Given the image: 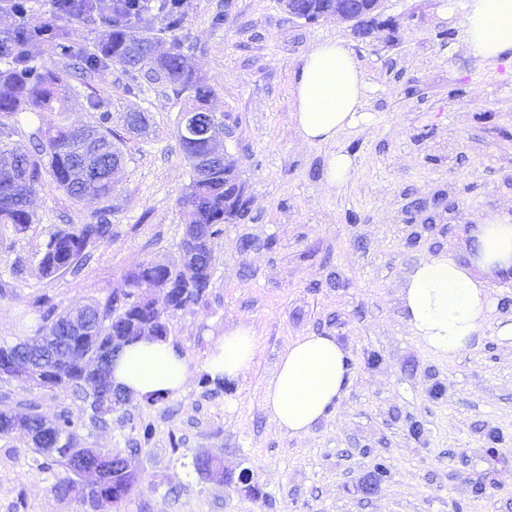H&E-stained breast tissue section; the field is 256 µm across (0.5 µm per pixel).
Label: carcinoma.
Returning a JSON list of instances; mask_svg holds the SVG:
<instances>
[{
	"label": "carcinoma",
	"instance_id": "obj_1",
	"mask_svg": "<svg viewBox=\"0 0 512 512\" xmlns=\"http://www.w3.org/2000/svg\"><path fill=\"white\" fill-rule=\"evenodd\" d=\"M55 12L60 17L90 22L101 29L95 49L80 51L74 32L51 22L21 27L9 38L0 40V59H5L9 65L0 70L1 136L8 138L15 132L6 120L15 119L23 112L41 118L46 112L60 115L69 111L67 78L75 75L86 78L111 63L130 73L143 70L151 80L170 89L175 97H185L186 113L214 111L211 105L214 90L193 70L184 52V42L175 36L184 23L180 0H163L159 18L151 15L150 0H112L107 13L99 9L96 0H60ZM157 29L172 33V41L170 51L155 61L151 49L153 32ZM34 41L47 44L61 58L79 59V73L67 68L39 69L30 65L27 46ZM108 120L109 115L103 113L94 125L75 126L61 120L50 122L31 134V148L25 151L12 147L7 141L0 142V153H9L14 160V165L0 168L1 224L13 225L18 233L28 229L33 221V198L47 176L68 198L82 201L91 197L101 204L89 222L72 231H60L49 239L38 262V270L44 277L67 270L78 272L87 261V247L112 236V206L109 204L112 165L124 160V152L114 142ZM177 141L193 170L192 180L179 203L186 209L188 223L205 225L208 237L212 239L223 231L224 212L231 213L234 219L242 215L245 203L224 195V169L203 176L198 174L195 160L206 153L203 143L181 137ZM213 264L212 252L206 251L189 276L183 265L172 266L164 272L149 263L136 267L125 275L135 288L157 284L165 278L179 283L187 276L190 277V287L185 291L175 289V295L165 302L159 313L143 311L135 303L118 309L110 297L103 303L85 304L83 308L93 313L94 322L74 334L63 328L71 310L59 313L54 304L43 303V319L47 321L43 337L58 336L73 352L72 361L60 368L62 380H50L43 386L73 389L88 403L90 419L104 421L112 415L111 367L104 370V383L98 388L85 375L83 364L102 360L112 348V338L121 336L132 341L151 322L167 331L170 316L203 300L211 286ZM47 425L56 435V447L37 446L35 453L55 459L64 468V475L53 485L58 495L66 497L75 493L86 512H103L112 504V486L121 487L127 496L131 494L136 475L130 471L110 468L104 481L88 486L72 469L73 459L91 452L79 442V430L84 426L82 417L62 411Z\"/></svg>",
	"mask_w": 512,
	"mask_h": 512
}]
</instances>
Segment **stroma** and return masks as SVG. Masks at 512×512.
<instances>
[{
    "label": "stroma",
    "instance_id": "1",
    "mask_svg": "<svg viewBox=\"0 0 512 512\" xmlns=\"http://www.w3.org/2000/svg\"><path fill=\"white\" fill-rule=\"evenodd\" d=\"M469 5L383 0L394 28L368 43L348 23L289 19L279 0H182L178 36L214 90L249 203L212 241L204 301L169 319L167 338L191 365L185 393L127 399L81 432L85 447L126 450L137 477L112 512H512V341L490 323L444 360L411 336L397 297L421 256L461 249L472 225L512 215V56L468 50ZM326 40L353 50L369 119L308 144L291 119L294 76ZM71 87L69 122L110 113L122 140L112 237L89 246L80 274L45 278L37 260L49 237L89 221L96 201L48 184L26 232L0 224V344L38 335L43 299L62 310L102 302L123 289L126 271L180 263L187 218L178 199L192 178L176 142L183 101L117 64ZM129 112L147 114L146 133L127 132ZM339 150L355 169L330 189L327 163ZM441 195L443 210L433 206ZM242 321L259 344L251 368L221 387L206 382L211 336ZM312 333L341 342L350 384L323 422L294 437L267 414L264 393L291 341ZM32 404L49 419L87 412L70 390L0 377V409ZM210 455L234 477L248 471L251 491L198 474L195 459ZM33 456L27 435L0 437V512H82L52 489L61 466L49 458L35 471Z\"/></svg>",
    "mask_w": 512,
    "mask_h": 512
}]
</instances>
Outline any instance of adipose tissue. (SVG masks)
Masks as SVG:
<instances>
[{"label": "adipose tissue", "mask_w": 512, "mask_h": 512, "mask_svg": "<svg viewBox=\"0 0 512 512\" xmlns=\"http://www.w3.org/2000/svg\"><path fill=\"white\" fill-rule=\"evenodd\" d=\"M471 52L493 60L512 52V0H471L465 21ZM295 128L304 142L326 143L366 114L368 87L345 43L315 45L295 75ZM512 271V217L472 225L464 253L443 250L413 265L400 290L402 319L432 354L451 360L468 349L492 319L490 285ZM496 319V318H493ZM497 321V334L512 340V315ZM258 354L252 326L238 324L215 336L205 360L213 379L242 376ZM192 372L170 341L145 336L124 346L112 363V382L137 400L176 397ZM350 369L336 337L309 334L292 341L264 395L270 418L292 436L307 435L345 392Z\"/></svg>", "instance_id": "ef3b65f1"}]
</instances>
